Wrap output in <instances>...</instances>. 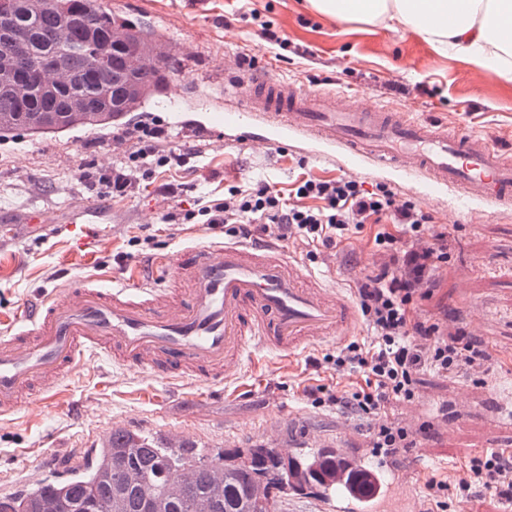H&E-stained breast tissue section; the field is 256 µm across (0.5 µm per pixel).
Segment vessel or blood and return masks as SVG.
Segmentation results:
<instances>
[{"instance_id":"1","label":"vessel or blood","mask_w":512,"mask_h":512,"mask_svg":"<svg viewBox=\"0 0 512 512\" xmlns=\"http://www.w3.org/2000/svg\"><path fill=\"white\" fill-rule=\"evenodd\" d=\"M214 118L228 132L266 127L269 144L314 142L328 163L340 156L352 167L396 170L429 197L455 189L461 214L477 206L512 211V160L487 136L253 76L225 81L224 109ZM358 324L352 301L314 282L286 248L200 242L152 262L149 274L113 276L108 288L68 280L40 305L22 307L0 329V418L56 402L72 366L88 356L213 389L237 376L248 349L290 355L351 335ZM333 451L344 467L328 512H383L378 479H350L367 455L353 446L349 426H339Z\"/></svg>"}]
</instances>
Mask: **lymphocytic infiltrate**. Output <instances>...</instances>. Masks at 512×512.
Listing matches in <instances>:
<instances>
[{
	"mask_svg": "<svg viewBox=\"0 0 512 512\" xmlns=\"http://www.w3.org/2000/svg\"><path fill=\"white\" fill-rule=\"evenodd\" d=\"M167 136L159 125L140 129L135 148L107 177L113 191L125 192L159 169L185 164L186 154L163 150ZM197 213L207 225L225 226L234 237H248L256 224L272 242L325 247L349 239L365 225H377L374 243L384 262L358 289L360 311L373 339L349 343L334 361L338 374H356L362 382L339 396L322 384L304 390L317 404L365 419L377 453L397 455L413 447L417 433H428V426L411 430L386 411L391 401L417 397L421 375L451 377L489 357L464 327L445 328L433 318L417 317L416 301L431 298L439 270L448 262V235L436 228L432 215L399 199L389 187L368 190L348 175L326 179L305 171L286 192L261 179L227 186L223 199L201 203ZM469 468L470 479L458 482L426 474V512H449L453 503L470 501L479 486L512 502L511 455L491 449L471 458Z\"/></svg>",
	"mask_w": 512,
	"mask_h": 512,
	"instance_id": "obj_1",
	"label": "lymphocytic infiltrate"
}]
</instances>
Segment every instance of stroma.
Returning <instances> with one entry per match:
<instances>
[{
	"label": "stroma",
	"instance_id": "obj_1",
	"mask_svg": "<svg viewBox=\"0 0 512 512\" xmlns=\"http://www.w3.org/2000/svg\"><path fill=\"white\" fill-rule=\"evenodd\" d=\"M104 6L165 48L166 82L121 124L42 136L17 130L0 139V313L67 279L88 277L107 286L112 274L165 260L200 240L227 241L223 227L196 218L164 223L168 207L196 210L201 198H223L228 183L264 179L284 190L303 169L341 173V166L312 156L311 144H261L264 131L258 127L223 143L222 129L209 122L208 113L223 107L224 79L240 74L246 54L269 62L265 76L272 80L315 91L358 90L364 104L495 136L512 159V82L466 57L436 55L416 36L387 24L337 23L310 12L306 0H104ZM262 20L286 35V48L262 39ZM156 121L169 131L165 149L191 152L189 163L142 181L125 196L101 197L91 182L122 161L118 137L135 136ZM353 175L366 187L392 188L447 232L450 260L433 297L419 301L418 309L447 325L463 323L493 356L484 379L427 375L415 400L389 406L391 417L430 426L429 437L417 438L401 455L418 472L413 485L420 494L424 473L465 479L470 457L512 447V419L494 396L496 382L512 375V212L460 215L450 195L425 198L420 187L401 183L393 173L363 167ZM90 204L103 214L102 235L91 239L80 222ZM35 211L46 223L31 222ZM373 235L367 227L338 246L319 247L311 272L355 296L378 271ZM351 339L370 343L371 332L363 327L288 358L265 350L247 353L238 376L224 384L222 394L208 396L199 411L191 402L199 390L193 380L174 384L104 358L85 359L73 367L56 406L0 421V498L69 475L85 449L108 440L115 422L163 437L175 428L199 447L224 449L270 444L261 424L291 414L298 422L284 428L281 441L334 439L347 414L315 404L303 389L316 377L348 388V378H337L331 368L315 369L313 362Z\"/></svg>",
	"mask_w": 512,
	"mask_h": 512
}]
</instances>
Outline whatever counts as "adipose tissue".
Segmentation results:
<instances>
[{"label": "adipose tissue", "mask_w": 512, "mask_h": 512, "mask_svg": "<svg viewBox=\"0 0 512 512\" xmlns=\"http://www.w3.org/2000/svg\"><path fill=\"white\" fill-rule=\"evenodd\" d=\"M317 15L371 24L394 21L438 54H465L511 82L512 0H308Z\"/></svg>", "instance_id": "ef3b65f1"}]
</instances>
